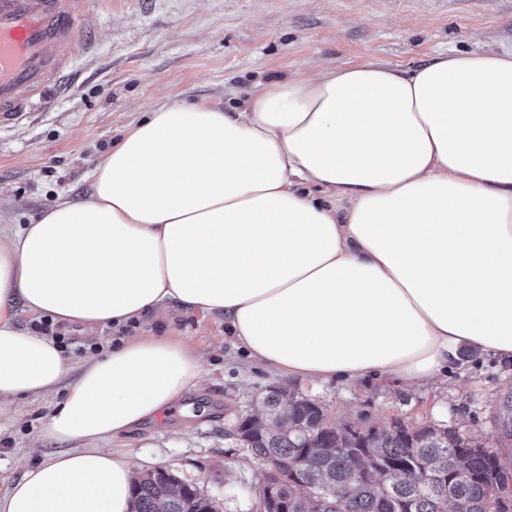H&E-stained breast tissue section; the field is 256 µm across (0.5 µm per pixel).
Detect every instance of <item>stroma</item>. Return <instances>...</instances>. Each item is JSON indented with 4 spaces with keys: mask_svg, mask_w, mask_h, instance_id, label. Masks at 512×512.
Returning <instances> with one entry per match:
<instances>
[{
    "mask_svg": "<svg viewBox=\"0 0 512 512\" xmlns=\"http://www.w3.org/2000/svg\"><path fill=\"white\" fill-rule=\"evenodd\" d=\"M85 30L89 42L74 48L68 87L0 129L1 223L32 224L59 198H86L89 171L162 103L239 108L257 83L306 75L317 62L374 60L406 70L447 53L510 51L512 0H102ZM49 329L64 336L74 371L88 355L136 336L180 339L202 357V387L112 448L134 475L168 470L218 512H257L268 466L226 433L271 386L314 399L339 425L435 424L512 456L495 419L512 396L511 359L466 349L446 381L414 389L373 378L279 376L238 348L220 314L153 310L130 327L93 335L54 321ZM50 412V402L24 398L0 413V497L44 453L70 450L43 440Z\"/></svg>",
    "mask_w": 512,
    "mask_h": 512,
    "instance_id": "35a3bbf8",
    "label": "stroma"
}]
</instances>
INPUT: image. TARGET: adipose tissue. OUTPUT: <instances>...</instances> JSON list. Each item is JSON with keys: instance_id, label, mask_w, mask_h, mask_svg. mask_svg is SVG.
Instances as JSON below:
<instances>
[{"instance_id": "ef3b65f1", "label": "adipose tissue", "mask_w": 512, "mask_h": 512, "mask_svg": "<svg viewBox=\"0 0 512 512\" xmlns=\"http://www.w3.org/2000/svg\"><path fill=\"white\" fill-rule=\"evenodd\" d=\"M91 194L0 225V407L63 392L0 512H132L131 466L104 449L202 377L140 336L72 384L30 315L88 330L152 309L224 314L249 358L288 377L425 387L463 349L512 358V51L408 70L317 65L245 108L165 103L90 173Z\"/></svg>"}]
</instances>
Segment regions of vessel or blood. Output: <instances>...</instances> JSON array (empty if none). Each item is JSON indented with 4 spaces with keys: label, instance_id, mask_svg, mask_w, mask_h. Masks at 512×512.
<instances>
[{
    "label": "vessel or blood",
    "instance_id": "vessel-or-blood-1",
    "mask_svg": "<svg viewBox=\"0 0 512 512\" xmlns=\"http://www.w3.org/2000/svg\"><path fill=\"white\" fill-rule=\"evenodd\" d=\"M98 0H0V126L25 119L68 76L82 18Z\"/></svg>",
    "mask_w": 512,
    "mask_h": 512
}]
</instances>
